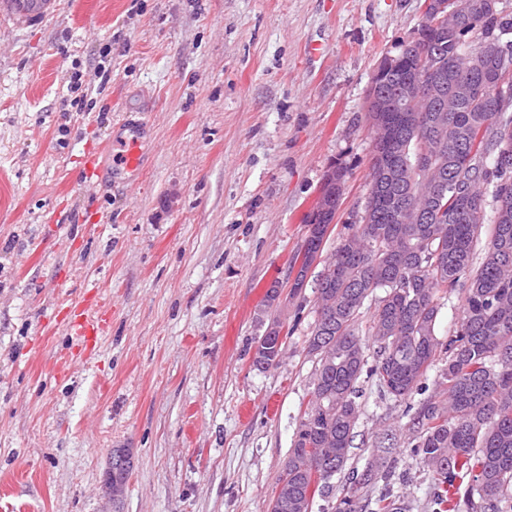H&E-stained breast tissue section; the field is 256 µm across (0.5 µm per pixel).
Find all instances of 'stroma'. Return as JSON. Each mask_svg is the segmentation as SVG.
I'll use <instances>...</instances> for the list:
<instances>
[{
	"label": "stroma",
	"instance_id": "stroma-1",
	"mask_svg": "<svg viewBox=\"0 0 512 512\" xmlns=\"http://www.w3.org/2000/svg\"><path fill=\"white\" fill-rule=\"evenodd\" d=\"M0 29V512H269L312 397L313 286L288 304L278 366L252 364L330 165L349 170L329 231L370 185L365 100L421 0H58ZM106 63L109 80L97 74ZM81 71L93 112L63 96ZM142 120L139 180H85L91 152ZM95 300L105 320L74 335ZM349 467L392 438L396 474L358 488L435 512L404 402L362 380Z\"/></svg>",
	"mask_w": 512,
	"mask_h": 512
}]
</instances>
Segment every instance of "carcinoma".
Instances as JSON below:
<instances>
[{
	"instance_id": "carcinoma-1",
	"label": "carcinoma",
	"mask_w": 512,
	"mask_h": 512,
	"mask_svg": "<svg viewBox=\"0 0 512 512\" xmlns=\"http://www.w3.org/2000/svg\"><path fill=\"white\" fill-rule=\"evenodd\" d=\"M512 21L497 12L462 14L448 33L443 57L448 87L467 85L469 96L453 112H427L426 121L402 131L385 165L370 162L372 209L364 210L355 233L340 239L315 279L316 319L306 339L317 358L312 400L301 415L288 462L272 498L288 507L270 512H312L308 476L330 471L317 490L333 489L353 448L359 419L360 380L378 382L381 395L409 400L436 360L447 356L435 385L444 400L427 399L410 418L413 455L434 476L433 495L441 512H457L455 481L469 479L464 502L472 512H512V105L486 108L482 89L490 72L463 73L455 61L481 51L509 52L512 82ZM404 61L387 78L391 92L413 74ZM438 169L448 197L407 181L417 156ZM493 225L481 261L474 262L482 225ZM463 292V309L453 333L437 334L439 293ZM376 303L371 320L373 354L359 337L365 303ZM321 449L317 460L308 449ZM393 449L379 448L351 483L393 476Z\"/></svg>"
}]
</instances>
